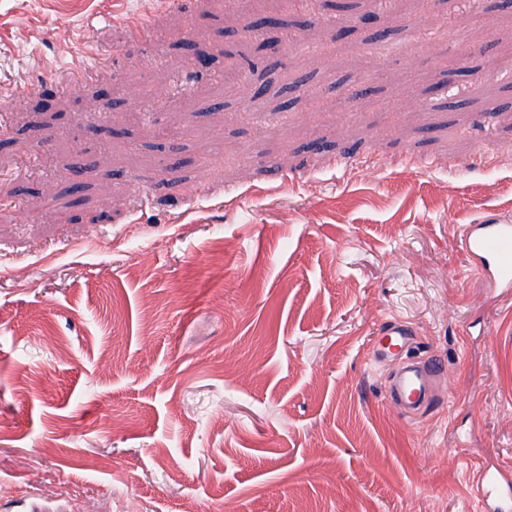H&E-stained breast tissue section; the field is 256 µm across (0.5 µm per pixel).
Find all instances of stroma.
<instances>
[{
    "label": "stroma",
    "instance_id": "1",
    "mask_svg": "<svg viewBox=\"0 0 512 512\" xmlns=\"http://www.w3.org/2000/svg\"><path fill=\"white\" fill-rule=\"evenodd\" d=\"M492 3L431 0L421 29L396 0L383 42L322 11L266 55L216 31L277 0H0V183L25 188L0 221V512H478L467 464L512 475V296L460 245L512 217ZM346 78L379 92L348 102ZM392 319L455 381L418 419L370 359Z\"/></svg>",
    "mask_w": 512,
    "mask_h": 512
}]
</instances>
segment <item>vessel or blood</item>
<instances>
[{
	"mask_svg": "<svg viewBox=\"0 0 512 512\" xmlns=\"http://www.w3.org/2000/svg\"><path fill=\"white\" fill-rule=\"evenodd\" d=\"M461 246L475 270L493 287L503 293L512 292V220L491 217L480 224L467 225ZM382 338L371 352L372 360L382 359L387 352H403L410 346L411 331L404 323H384L378 330ZM438 361H424L420 366H406L398 373L390 392L391 404L402 412L417 410L428 398L431 381L444 375ZM474 493L481 501L500 504L512 502V478L501 472L481 470L474 484Z\"/></svg>",
	"mask_w": 512,
	"mask_h": 512,
	"instance_id": "b4317fda",
	"label": "vessel or blood"
}]
</instances>
